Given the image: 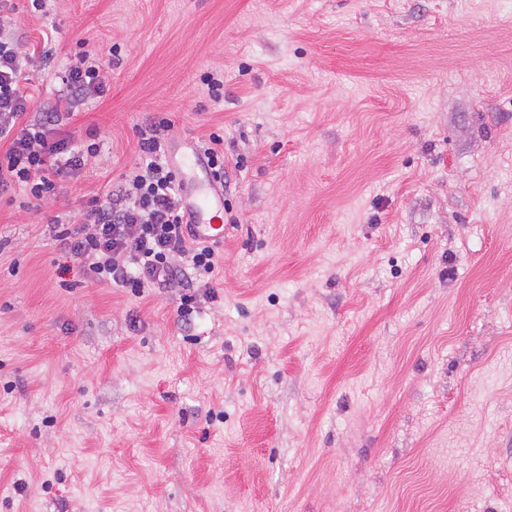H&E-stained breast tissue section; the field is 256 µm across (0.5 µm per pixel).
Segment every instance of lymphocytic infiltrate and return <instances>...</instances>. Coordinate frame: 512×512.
<instances>
[{
  "mask_svg": "<svg viewBox=\"0 0 512 512\" xmlns=\"http://www.w3.org/2000/svg\"><path fill=\"white\" fill-rule=\"evenodd\" d=\"M0 13V196L14 187L36 200L55 196L58 182L77 175L96 151L58 127L59 106L102 97L107 76L94 50L84 49L63 78L60 104L30 116L34 96L24 87L29 48ZM166 119L138 130L141 162L118 189L93 196L58 232L60 249L87 266L95 281L141 296L148 288L181 285L178 313L190 318L200 291L220 266L217 244L198 240L181 204V175L159 157Z\"/></svg>",
  "mask_w": 512,
  "mask_h": 512,
  "instance_id": "f902f5d3",
  "label": "lymphocytic infiltrate"
}]
</instances>
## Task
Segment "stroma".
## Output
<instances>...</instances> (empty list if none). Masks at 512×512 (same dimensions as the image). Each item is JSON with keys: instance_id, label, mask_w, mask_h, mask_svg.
Returning a JSON list of instances; mask_svg holds the SVG:
<instances>
[{"instance_id": "35a3bbf8", "label": "stroma", "mask_w": 512, "mask_h": 512, "mask_svg": "<svg viewBox=\"0 0 512 512\" xmlns=\"http://www.w3.org/2000/svg\"><path fill=\"white\" fill-rule=\"evenodd\" d=\"M34 111L86 39L98 151L0 199V512H512L506 0H49ZM224 82L210 100L202 75ZM224 131V241L184 327L53 218Z\"/></svg>"}]
</instances>
